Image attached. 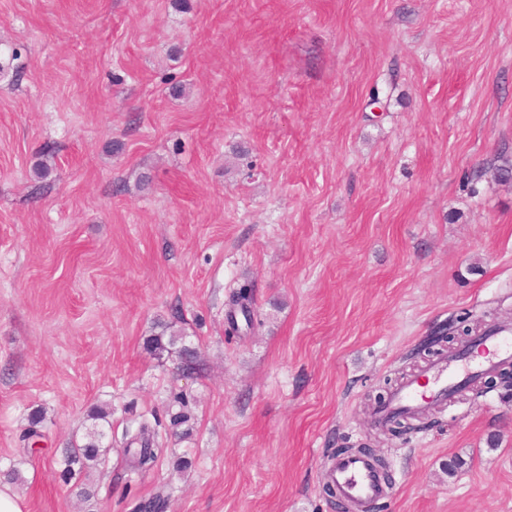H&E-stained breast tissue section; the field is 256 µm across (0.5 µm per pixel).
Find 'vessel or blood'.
<instances>
[{
	"instance_id": "b4317fda",
	"label": "vessel or blood",
	"mask_w": 512,
	"mask_h": 512,
	"mask_svg": "<svg viewBox=\"0 0 512 512\" xmlns=\"http://www.w3.org/2000/svg\"><path fill=\"white\" fill-rule=\"evenodd\" d=\"M472 345L483 352L482 360L474 362L466 357H442L423 372L407 380L379 412L381 421L395 415L424 409L434 400H446L454 388L493 373L500 365L512 360V328L505 327L474 337ZM328 478L335 484L340 496L353 501L358 512L384 493V477L375 460L354 456L336 460L328 469Z\"/></svg>"
}]
</instances>
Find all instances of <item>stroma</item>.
<instances>
[{"label":"stroma","instance_id":"35a3bbf8","mask_svg":"<svg viewBox=\"0 0 512 512\" xmlns=\"http://www.w3.org/2000/svg\"><path fill=\"white\" fill-rule=\"evenodd\" d=\"M504 167L512 0H0L9 491L26 512H336L325 471L366 447L383 512H512L498 374L423 431L375 414L439 325L512 324ZM168 324L181 345L148 349ZM96 407L87 504L59 461ZM144 416L162 453L134 473ZM250 296L245 290L235 292L231 297V308L228 312L227 320L231 327L238 326L237 313H240L246 322H250Z\"/></svg>","mask_w":512,"mask_h":512}]
</instances>
